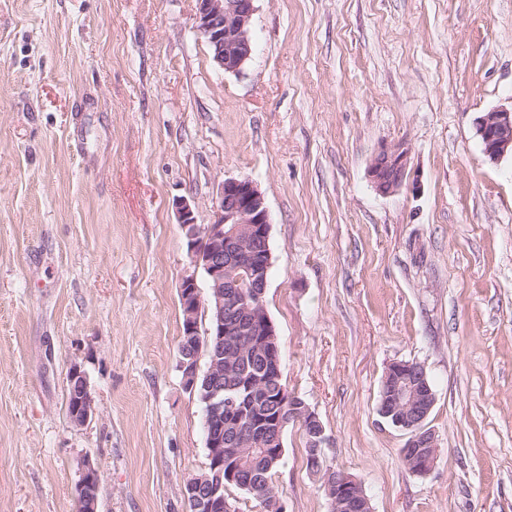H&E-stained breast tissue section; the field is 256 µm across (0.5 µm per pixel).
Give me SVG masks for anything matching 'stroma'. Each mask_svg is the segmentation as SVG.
I'll return each mask as SVG.
<instances>
[{"label":"stroma","mask_w":512,"mask_h":512,"mask_svg":"<svg viewBox=\"0 0 512 512\" xmlns=\"http://www.w3.org/2000/svg\"><path fill=\"white\" fill-rule=\"evenodd\" d=\"M224 71L196 0H0V512H188L208 465L177 368L189 260L175 204L210 223L224 180L270 219L266 310L323 459L373 512H512V158L476 119L512 106V0H256ZM409 180L378 193L381 145ZM395 360L423 364L441 451L426 475L377 413ZM97 413L73 425L67 373ZM274 483L328 512L299 426ZM409 149L403 143L384 144L372 156L368 173L383 195L399 191L408 178ZM99 490V468L90 458H86L74 486V496L82 501L83 512H97Z\"/></svg>","instance_id":"stroma-1"}]
</instances>
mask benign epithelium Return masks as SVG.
Listing matches in <instances>:
<instances>
[{
  "mask_svg": "<svg viewBox=\"0 0 512 512\" xmlns=\"http://www.w3.org/2000/svg\"><path fill=\"white\" fill-rule=\"evenodd\" d=\"M255 11V0H197L196 29L209 44L220 68L239 73L251 57ZM476 132L490 160L512 155V108L492 109L478 117ZM408 166L409 149L405 144H383L372 156L368 173L375 189L387 195L405 184ZM177 214L191 263L204 270L209 282L205 293L192 276L179 286L186 336L197 353L189 363L178 360V369L183 372L185 388L193 394L201 356H209L211 346H224V337L236 333L231 325L224 324V288H235L243 279L253 283L270 271L271 253L259 260L253 251L258 243L269 249L270 220L261 191L249 179H227L222 183L215 217L209 224L197 223L194 208L187 201L178 204ZM205 313L210 314V322L202 332L199 322ZM382 382L389 387L388 405L396 414L392 427L405 434L406 447L413 449L412 460L420 468L416 475L423 476L434 467L440 450L438 435L428 427L436 394L411 382L409 370L401 360L387 366ZM67 383L76 395L68 407V418L83 426L94 417L96 406L80 366H70ZM203 402L208 406L206 448L217 479L213 481L201 473L186 481L189 512H235L224 496V409L234 410L236 398L224 397V389L216 387L203 395ZM336 485L340 489L330 497L332 512L345 508L349 499L362 496V484L343 472L336 478ZM99 490V468L86 458L74 486V496L82 501L83 512H97Z\"/></svg>",
  "mask_w": 512,
  "mask_h": 512,
  "instance_id": "7a95c632",
  "label": "benign epithelium"
}]
</instances>
